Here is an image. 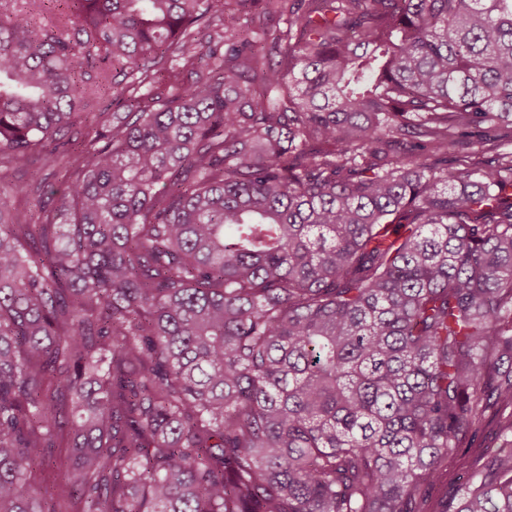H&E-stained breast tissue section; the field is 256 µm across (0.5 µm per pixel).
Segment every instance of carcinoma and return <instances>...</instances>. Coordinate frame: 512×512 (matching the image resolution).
I'll use <instances>...</instances> for the list:
<instances>
[{"label": "carcinoma", "mask_w": 512, "mask_h": 512, "mask_svg": "<svg viewBox=\"0 0 512 512\" xmlns=\"http://www.w3.org/2000/svg\"><path fill=\"white\" fill-rule=\"evenodd\" d=\"M37 162L0 512H512V0H0Z\"/></svg>", "instance_id": "cac0c4a2"}]
</instances>
